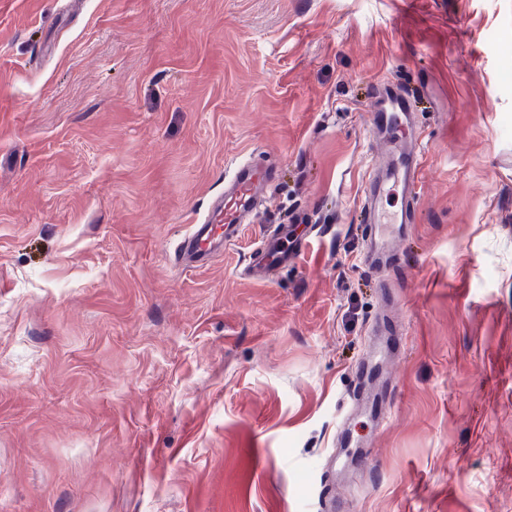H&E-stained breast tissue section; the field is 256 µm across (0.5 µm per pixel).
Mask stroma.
Masks as SVG:
<instances>
[{"mask_svg":"<svg viewBox=\"0 0 512 512\" xmlns=\"http://www.w3.org/2000/svg\"><path fill=\"white\" fill-rule=\"evenodd\" d=\"M385 81L422 133L394 270L359 216ZM244 163L252 223L183 270ZM331 497L512 512V0H0V512ZM291 224H278L271 239L257 248L250 261V270L262 273L277 267L287 266L302 251V242H288V228ZM285 241L287 244H285Z\"/></svg>","mask_w":512,"mask_h":512,"instance_id":"obj_1","label":"stroma"}]
</instances>
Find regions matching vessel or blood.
<instances>
[{
  "label": "vessel or blood",
  "mask_w": 512,
  "mask_h": 512,
  "mask_svg": "<svg viewBox=\"0 0 512 512\" xmlns=\"http://www.w3.org/2000/svg\"><path fill=\"white\" fill-rule=\"evenodd\" d=\"M377 100L370 114L376 134L386 137L394 150L389 163L374 169L362 191L360 212L365 224L372 230L367 239V257L378 267L395 266L398 253L392 252L385 240L386 234L403 236L414 222L410 203L415 188L422 178V156L415 148L417 132L411 112V99L406 90L384 85L376 93ZM269 172L252 167H240L223 196L218 200V221H206L185 239L188 254L201 261L207 258L214 245H227L239 238L246 215L257 202L260 188L270 182ZM400 188L406 203L396 212H388L384 201L392 188ZM302 251V244L288 238L287 225H277L271 239L257 248L250 261V269L262 273L282 267Z\"/></svg>",
  "instance_id": "1"
}]
</instances>
